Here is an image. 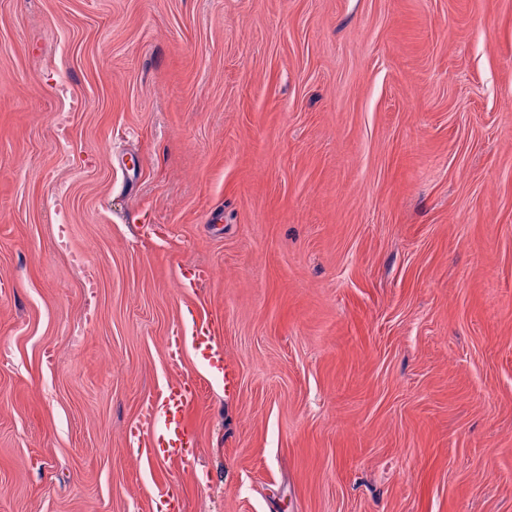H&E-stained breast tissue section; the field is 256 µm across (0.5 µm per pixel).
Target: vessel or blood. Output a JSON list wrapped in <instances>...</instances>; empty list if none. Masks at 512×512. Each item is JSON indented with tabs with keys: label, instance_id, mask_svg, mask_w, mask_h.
<instances>
[{
	"label": "vessel or blood",
	"instance_id": "b4317fda",
	"mask_svg": "<svg viewBox=\"0 0 512 512\" xmlns=\"http://www.w3.org/2000/svg\"><path fill=\"white\" fill-rule=\"evenodd\" d=\"M189 347L202 356L208 373L223 382L225 391H234V375L224 360V348L210 322L191 321L180 327L176 335L167 337L168 364L181 366ZM198 398V385L181 378L169 383L158 397L144 401L131 432L134 445L146 456L164 462L185 464L195 459L199 439L189 427L186 416Z\"/></svg>",
	"mask_w": 512,
	"mask_h": 512
}]
</instances>
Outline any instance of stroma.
<instances>
[{"instance_id": "1", "label": "stroma", "mask_w": 512, "mask_h": 512, "mask_svg": "<svg viewBox=\"0 0 512 512\" xmlns=\"http://www.w3.org/2000/svg\"><path fill=\"white\" fill-rule=\"evenodd\" d=\"M1 346L0 512H512V0H0ZM189 345L202 356L208 373L224 383V391H234L233 372L224 361V348L210 322L193 319L189 326L180 327L176 335L167 336L165 350L168 364L176 368L181 366ZM198 398L199 387L195 382L180 378L169 383L158 397L139 407L135 428L130 431L134 438L131 445L164 462L186 464L194 460L199 439L186 416Z\"/></svg>"}]
</instances>
